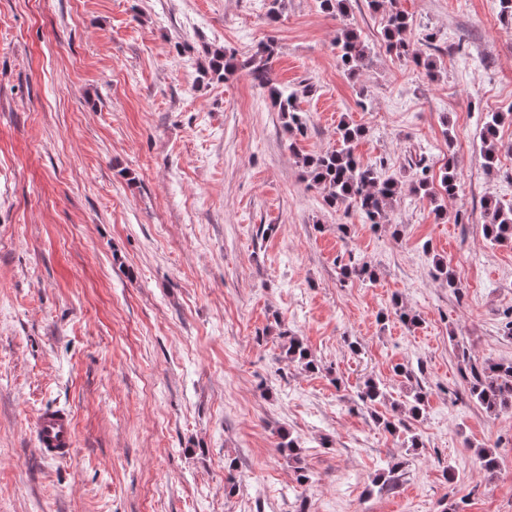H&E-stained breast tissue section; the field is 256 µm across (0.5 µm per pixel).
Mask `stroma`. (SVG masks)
<instances>
[{
  "mask_svg": "<svg viewBox=\"0 0 512 512\" xmlns=\"http://www.w3.org/2000/svg\"><path fill=\"white\" fill-rule=\"evenodd\" d=\"M271 6L0 0V512H512V412L485 414L460 365L512 359V243L485 238L481 208L512 205V15L350 0L342 21L281 0L273 21ZM395 7L432 68L387 51ZM344 22L370 47L354 77L334 45ZM270 40L306 116L295 139L247 71L202 74L209 53ZM343 122L402 185L387 223L327 207L303 177L297 153L333 149ZM449 158L458 193L440 218L411 184ZM358 256L374 279L341 277ZM438 257L459 290L433 276ZM290 335L317 370L288 362ZM370 378L386 393L372 410L357 397ZM419 387L423 418L378 426ZM48 408L72 417L69 458L34 446ZM501 122V114L498 112L487 113V120L482 127L481 139L483 142L484 167L487 173L496 168V156L499 151L496 140L497 126Z\"/></svg>",
  "mask_w": 512,
  "mask_h": 512,
  "instance_id": "1",
  "label": "stroma"
}]
</instances>
